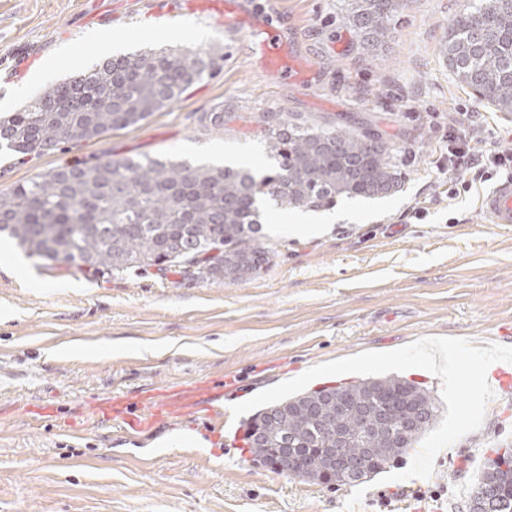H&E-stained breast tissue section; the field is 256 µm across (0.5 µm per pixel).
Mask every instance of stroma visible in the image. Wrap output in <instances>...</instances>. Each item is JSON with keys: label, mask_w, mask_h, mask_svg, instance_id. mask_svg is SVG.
Wrapping results in <instances>:
<instances>
[{"label": "stroma", "mask_w": 512, "mask_h": 512, "mask_svg": "<svg viewBox=\"0 0 512 512\" xmlns=\"http://www.w3.org/2000/svg\"><path fill=\"white\" fill-rule=\"evenodd\" d=\"M183 0H0V113L114 50L203 45L221 69L138 126L18 163L0 152V190L60 165L168 155L192 163L270 166L258 112H297L371 130L392 145L401 182L376 199L340 198L330 231L281 238L287 205L269 203L262 242L272 255L238 282L189 280L155 269L97 278L44 265L0 240V512H468V496L495 442H512V402L492 398L481 427L440 451L429 478L357 486L305 482L253 461L246 417L218 425L229 404L312 366L391 351L437 336L489 343L512 325V226L486 223L480 201L506 179L472 180L449 197L438 170L448 144L428 127L460 113L512 130V112L485 106L443 58L448 23L464 0H404L392 37L365 50L339 22L344 0H279L278 25L308 79L263 72L239 36L190 12ZM236 120L199 125L201 113ZM39 285L23 286L15 269ZM208 383L209 413L134 431L100 420L105 397H135L170 383ZM53 405L52 419H33Z\"/></svg>", "instance_id": "35a3bbf8"}]
</instances>
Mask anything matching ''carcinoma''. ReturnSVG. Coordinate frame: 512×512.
Instances as JSON below:
<instances>
[{"label": "carcinoma", "instance_id": "carcinoma-1", "mask_svg": "<svg viewBox=\"0 0 512 512\" xmlns=\"http://www.w3.org/2000/svg\"><path fill=\"white\" fill-rule=\"evenodd\" d=\"M398 0H350L340 21L366 46L392 36ZM455 80L480 101L512 112V0H478L448 26L445 47ZM217 58L202 46L152 48L107 57L90 70L52 84L0 117V151L40 156L99 140L139 125L211 76ZM272 161L262 176L238 164H193L166 156L113 158L60 165L0 192V236L28 257L75 266L92 276L154 268L191 280L243 279L270 263L259 241L264 201L317 210L336 198H382L396 192L392 148L369 131L356 132L302 114L260 112ZM332 396L354 414L326 421ZM438 408L423 385L396 375L314 390L267 406L249 423L255 459L275 467L274 449L288 443L302 472L295 478L354 485L385 472L435 424ZM342 430L343 454L366 470L349 476L329 466L327 449ZM470 512H512V469L486 460L469 495Z\"/></svg>", "mask_w": 512, "mask_h": 512}]
</instances>
